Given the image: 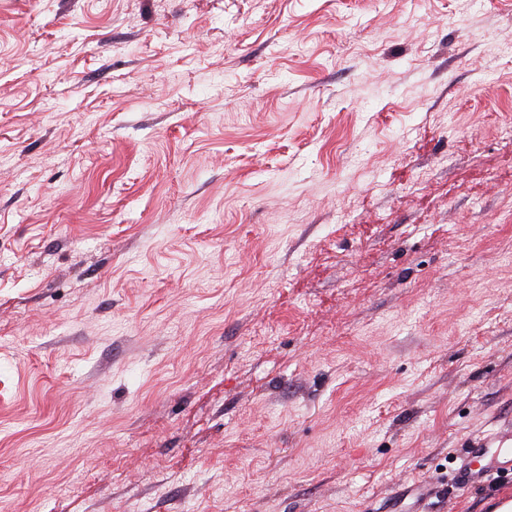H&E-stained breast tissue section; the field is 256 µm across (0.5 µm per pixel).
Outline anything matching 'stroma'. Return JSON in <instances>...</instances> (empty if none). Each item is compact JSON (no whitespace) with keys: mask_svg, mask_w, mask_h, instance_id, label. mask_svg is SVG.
Masks as SVG:
<instances>
[{"mask_svg":"<svg viewBox=\"0 0 512 512\" xmlns=\"http://www.w3.org/2000/svg\"><path fill=\"white\" fill-rule=\"evenodd\" d=\"M509 126L512 0H0V512L512 500ZM503 445L497 448H467L460 462L462 476L473 479L477 484L484 480L503 478L505 474L503 460L509 454L512 456V448H504Z\"/></svg>","mask_w":512,"mask_h":512,"instance_id":"35a3bbf8","label":"stroma"}]
</instances>
